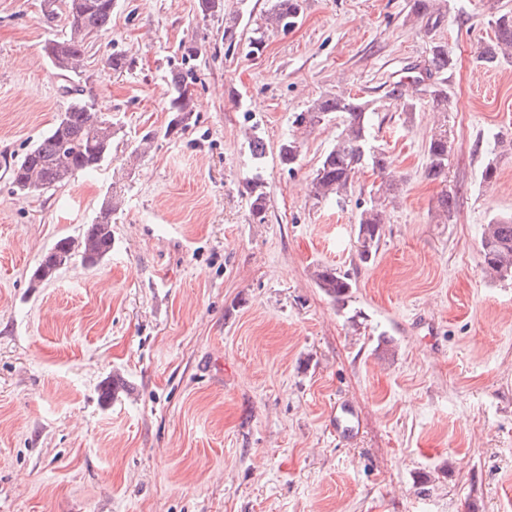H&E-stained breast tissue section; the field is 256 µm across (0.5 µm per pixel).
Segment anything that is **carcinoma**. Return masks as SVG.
Returning a JSON list of instances; mask_svg holds the SVG:
<instances>
[{"instance_id": "carcinoma-1", "label": "carcinoma", "mask_w": 512, "mask_h": 512, "mask_svg": "<svg viewBox=\"0 0 512 512\" xmlns=\"http://www.w3.org/2000/svg\"><path fill=\"white\" fill-rule=\"evenodd\" d=\"M70 31L61 38L53 39L44 47L51 65L62 74H78L91 44V39L108 29L116 0H63ZM261 22L253 29L247 43V54L259 53L264 44L266 31L294 26L302 13V0H268ZM447 0H413L417 15L434 22L442 21ZM240 17L233 16L224 22L226 51L237 48L242 41ZM494 37L477 56L483 65H493L512 59V10L499 14L492 22ZM454 67L448 45L434 42L423 75L414 79L421 85L429 83L433 107L439 112L448 111V96L444 89L430 80L447 79L448 70ZM175 96L170 109L181 115L175 125L189 119L190 102L180 101L186 87L184 79L174 77ZM309 120L305 125L313 127L332 114L344 116L342 130L336 143L320 160L311 181V194L316 201L347 199L355 175L369 165L383 179L379 196L370 199L357 215V244L361 259L366 260L376 252L382 224L385 223L388 205L395 202L400 181L390 171V162L382 151H373L368 142L370 122L369 102L355 97L338 95L320 96L307 108ZM245 140L252 158L256 161L265 156V143L260 132L251 128L245 132ZM452 145L451 131L442 124L431 137L427 147L425 174L430 179L448 178V157ZM112 147V123L104 117L95 103L75 94L64 112L57 119L49 134L29 148L10 168L12 192L25 196L41 189L65 184L79 173L96 171ZM299 156V146L294 140L281 145L279 158L282 165L294 169ZM244 193L249 202L252 222L263 224L267 214L266 182L260 171H255L244 182ZM112 250V198L102 202L96 221L89 225L79 239L62 238L42 257L32 274L34 284L44 283L56 272L79 256L84 264L95 266ZM483 269L492 280L512 279V217H493L485 225L481 238ZM312 277L324 294L337 303H345L353 282L337 269L318 265Z\"/></svg>"}]
</instances>
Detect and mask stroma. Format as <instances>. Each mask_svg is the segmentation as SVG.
I'll list each match as a JSON object with an SVG mask.
<instances>
[{"instance_id":"stroma-1","label":"stroma","mask_w":512,"mask_h":512,"mask_svg":"<svg viewBox=\"0 0 512 512\" xmlns=\"http://www.w3.org/2000/svg\"><path fill=\"white\" fill-rule=\"evenodd\" d=\"M223 2L206 16L198 0H117L65 77L44 54L64 8L0 0V512H512V280L487 279L480 252L490 218L512 215V62L476 61L512 0H448L436 25L410 0H304L301 22L255 55L226 51L224 17L256 22L267 0ZM434 41L456 61L444 182L424 176L439 114L403 78ZM115 51L128 70L106 66ZM178 72L193 89L183 130L170 125ZM74 87L112 122L108 158L12 194L11 163ZM334 94L369 101V144L404 181L367 261L356 215L380 176L364 169L345 203L316 202L342 119L294 122ZM252 125L262 224L241 194ZM107 198L110 255L32 285ZM318 265L353 279L345 304L317 287ZM339 399L357 414L350 442L329 426Z\"/></svg>"}]
</instances>
